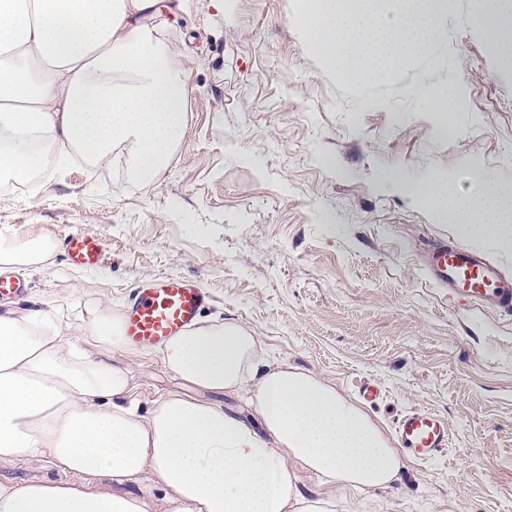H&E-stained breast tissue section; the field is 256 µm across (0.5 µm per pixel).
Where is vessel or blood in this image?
<instances>
[{
  "mask_svg": "<svg viewBox=\"0 0 512 512\" xmlns=\"http://www.w3.org/2000/svg\"><path fill=\"white\" fill-rule=\"evenodd\" d=\"M70 265L97 268L103 259L100 240L72 232L59 240ZM425 267L431 279L456 298L479 303L503 313L512 312V276L502 266L476 249L451 246L441 241L428 245ZM209 300L200 283L177 276H160L134 289L123 311V331L134 346L154 349L182 335L199 318ZM400 450L428 461L448 448V420L425 407L405 411L394 424Z\"/></svg>",
  "mask_w": 512,
  "mask_h": 512,
  "instance_id": "vessel-or-blood-1",
  "label": "vessel or blood"
}]
</instances>
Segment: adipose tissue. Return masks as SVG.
<instances>
[{"label":"adipose tissue","instance_id":"obj_1","mask_svg":"<svg viewBox=\"0 0 512 512\" xmlns=\"http://www.w3.org/2000/svg\"><path fill=\"white\" fill-rule=\"evenodd\" d=\"M393 0L381 22L354 11L315 14L305 32L318 54L351 81L399 66L424 50L448 0ZM172 0H0V179L36 173L48 152L80 151L109 163L131 150V178L168 166L186 122L189 88L175 51L149 21L172 14ZM485 37L512 61V14L502 0H476ZM476 195L446 178L405 191L464 237L512 245V185L472 174ZM48 240L0 241V272L41 264ZM123 317L90 311L86 326L62 325L23 305L0 313V464L45 457L62 481L0 480V512H336L300 475L364 491L389 486L401 470L393 442L335 387L260 356L234 322L195 324L161 350L162 362L197 389L170 393L139 412L129 367L111 351L125 345ZM90 337L94 350L82 347ZM247 391L255 416L225 411L218 395Z\"/></svg>","mask_w":512,"mask_h":512}]
</instances>
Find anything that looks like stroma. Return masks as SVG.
Masks as SVG:
<instances>
[{
  "instance_id": "stroma-1",
  "label": "stroma",
  "mask_w": 512,
  "mask_h": 512,
  "mask_svg": "<svg viewBox=\"0 0 512 512\" xmlns=\"http://www.w3.org/2000/svg\"><path fill=\"white\" fill-rule=\"evenodd\" d=\"M428 51L346 83L300 32L307 0H182L158 25L191 91L186 127L156 180L116 163L50 161L32 193L0 188V240L101 239L97 270L61 251L22 269L27 298L79 327L96 304L123 308L159 276L197 278L201 313L257 336L270 359L307 370L359 404L360 381L382 389L365 413L385 433L414 406L448 419V450L403 457L391 486L358 492L303 484L336 512H512V313L486 311L434 286L428 243H459L388 173L442 176L461 194L481 169L512 185V65L452 0ZM454 94L451 136L427 94ZM131 367L141 410L182 381L158 353L113 351Z\"/></svg>"
}]
</instances>
